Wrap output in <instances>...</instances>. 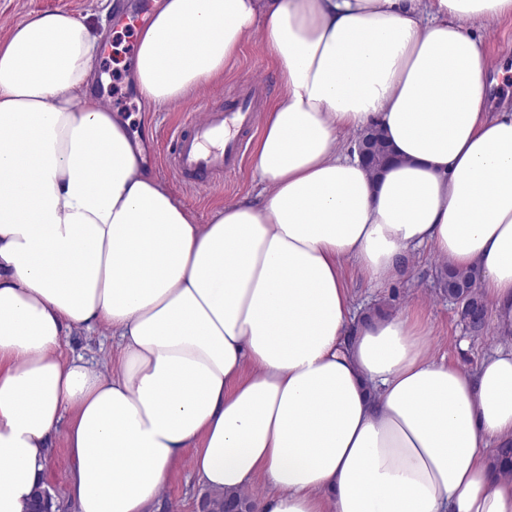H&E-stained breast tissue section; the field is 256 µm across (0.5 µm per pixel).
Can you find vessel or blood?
I'll return each mask as SVG.
<instances>
[{"label": "vessel or blood", "instance_id": "b4317fda", "mask_svg": "<svg viewBox=\"0 0 512 512\" xmlns=\"http://www.w3.org/2000/svg\"><path fill=\"white\" fill-rule=\"evenodd\" d=\"M263 90L262 81H248L231 110L207 108L175 128L166 154L174 175L190 184L212 186L235 173L257 129L258 98Z\"/></svg>", "mask_w": 512, "mask_h": 512}]
</instances>
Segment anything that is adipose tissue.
Masks as SVG:
<instances>
[{
  "label": "adipose tissue",
  "mask_w": 512,
  "mask_h": 512,
  "mask_svg": "<svg viewBox=\"0 0 512 512\" xmlns=\"http://www.w3.org/2000/svg\"><path fill=\"white\" fill-rule=\"evenodd\" d=\"M512 0H162L138 33L151 105L223 75L261 34L286 94L259 190L196 223L89 94L102 36L48 10L0 46V512H28L56 441L69 512H169L194 453L257 512H512V109L489 112L484 35ZM376 125L381 172L352 134ZM431 247L480 270L499 344L439 361L407 313L354 319ZM106 329L104 360L63 357Z\"/></svg>",
  "instance_id": "1"
}]
</instances>
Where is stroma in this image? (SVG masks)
Here are the masks:
<instances>
[{
	"mask_svg": "<svg viewBox=\"0 0 512 512\" xmlns=\"http://www.w3.org/2000/svg\"><path fill=\"white\" fill-rule=\"evenodd\" d=\"M122 12H115L109 0H0V42L11 28L46 10H64L76 17H89L104 32L101 53L93 63L89 91L103 99L112 111L130 119L131 128L144 141L145 162L152 170H160L166 151L168 133L193 109L228 107L232 93L246 80L259 79L265 91L260 109H267L281 98L285 88L277 66L260 38L247 40L238 57L224 74L203 90L163 107L147 108L132 83L136 54L137 27L147 18L140 13L142 0H122ZM484 51L492 84L488 107L497 109L512 103V19L498 22L484 39ZM170 190L192 213L196 223H209L213 211L225 203L255 193L257 181L251 159L225 176L222 185L195 187L166 176ZM441 262L432 249H420L412 267L389 285L375 288L360 279L353 267H346L345 280L355 313L378 310L386 314L405 312L417 318L426 328V343L446 363L473 369L496 346L498 330L493 317H486L481 331H473L463 320L459 304L443 291L439 271ZM206 488L194 472L192 453H185L171 468L167 496L175 512H198Z\"/></svg>",
	"mask_w": 512,
	"mask_h": 512,
	"instance_id": "35a3bbf8",
	"label": "stroma"
}]
</instances>
